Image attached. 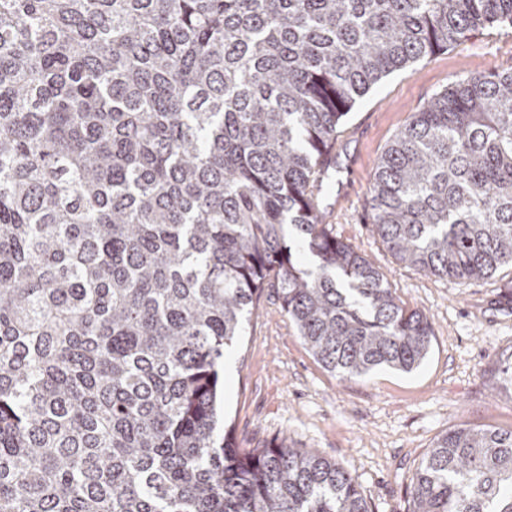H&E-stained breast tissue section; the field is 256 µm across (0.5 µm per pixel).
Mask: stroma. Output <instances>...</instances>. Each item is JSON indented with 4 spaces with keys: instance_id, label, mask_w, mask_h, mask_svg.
I'll list each match as a JSON object with an SVG mask.
<instances>
[{
    "instance_id": "1",
    "label": "stroma",
    "mask_w": 512,
    "mask_h": 512,
    "mask_svg": "<svg viewBox=\"0 0 512 512\" xmlns=\"http://www.w3.org/2000/svg\"><path fill=\"white\" fill-rule=\"evenodd\" d=\"M506 72L512 27L483 28L383 78L338 128L333 186L322 199L326 221L408 309L428 317L434 339L425 361L408 373L332 374L267 288L224 365L225 427L236 444L285 439L318 449L351 472L370 512H407L413 472L449 430L463 423L512 429V391L498 384L501 361L512 353V266L485 279L425 275L398 261L373 232L369 208L377 161L415 112L452 82Z\"/></svg>"
}]
</instances>
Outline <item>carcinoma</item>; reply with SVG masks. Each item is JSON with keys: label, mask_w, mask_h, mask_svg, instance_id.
Returning a JSON list of instances; mask_svg holds the SVG:
<instances>
[{"label": "carcinoma", "mask_w": 512, "mask_h": 512, "mask_svg": "<svg viewBox=\"0 0 512 512\" xmlns=\"http://www.w3.org/2000/svg\"><path fill=\"white\" fill-rule=\"evenodd\" d=\"M512 0H0V512H369L311 448L217 435L267 286L327 371L409 372L428 318L319 195L356 100ZM373 231L426 275L512 264V73L380 157ZM409 512H512V430L462 425Z\"/></svg>", "instance_id": "cac0c4a2"}]
</instances>
